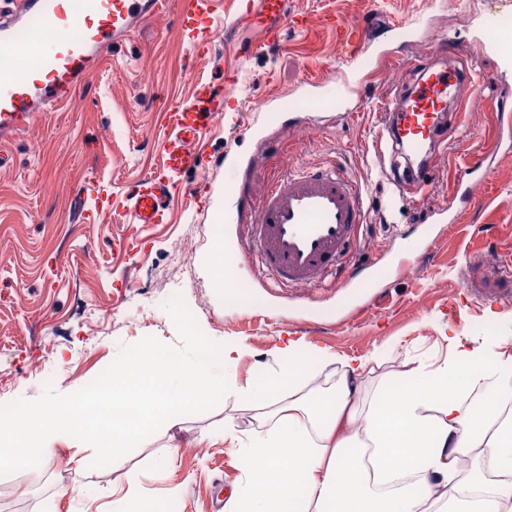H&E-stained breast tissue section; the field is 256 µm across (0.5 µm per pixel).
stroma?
<instances>
[{
  "label": "stroma",
  "mask_w": 512,
  "mask_h": 512,
  "mask_svg": "<svg viewBox=\"0 0 512 512\" xmlns=\"http://www.w3.org/2000/svg\"><path fill=\"white\" fill-rule=\"evenodd\" d=\"M313 18L281 45L238 59L229 40L259 44L257 29L237 30L239 0H214L211 59L195 56L178 28L175 0L112 48L84 86L58 111L38 117L4 148L0 169V411L55 398L69 383L89 380L148 340L191 358L200 337L245 341L248 350L231 374L237 385L256 384L275 366L284 336H303L336 359L315 366L314 386L335 382L345 357H365L371 371L362 395L373 398L400 371L404 358L441 362L450 331L480 343L512 339V298L490 303L473 295L469 280L480 265L512 257V140L495 151L473 201L454 189L469 154L493 149L500 103L512 106V71L495 82L497 36L489 17L512 19V0H293ZM336 15L364 24L366 47L347 61L348 45L323 27ZM409 39L405 60L387 50ZM463 44L479 75L460 131L447 150L429 147L437 178L424 209L399 195L395 184L408 164L391 140L377 141L378 98L393 74L409 76L406 60L434 57ZM234 70V94L248 113L217 116L205 138L202 164L181 179L183 192L169 223L115 222L124 199L158 163L169 101L190 98L197 83L220 87ZM327 82V97L302 103L291 127L262 107L270 91L291 101L306 78ZM254 157L253 197L267 190L284 166L335 164L366 192L367 225L348 263L368 262L352 285L329 276L315 288H286L251 256L224 258V285L210 274L212 243L224 221V160ZM428 258L399 269L424 239ZM187 311L189 325L174 318ZM274 406L255 407L236 395L188 409L179 426L142 437L112 457L82 440L60 448L33 487L19 471L0 470L25 512H83L86 497L111 501V485L128 473L171 512H214L220 489L242 477L224 428L246 435L271 423ZM171 460L174 473L159 471Z\"/></svg>",
  "instance_id": "obj_1"
}]
</instances>
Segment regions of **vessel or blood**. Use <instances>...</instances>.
Returning <instances> with one entry per match:
<instances>
[{
    "mask_svg": "<svg viewBox=\"0 0 512 512\" xmlns=\"http://www.w3.org/2000/svg\"><path fill=\"white\" fill-rule=\"evenodd\" d=\"M14 19L0 24V146L22 134L41 113L68 101L99 66L105 52L128 41L145 21L157 15L163 0H19ZM178 22L197 56L211 52L214 25L210 0H177ZM272 17L265 45L280 43L287 30L307 28L311 20L289 11L288 0H245L242 23L257 15ZM50 24L58 37L42 50V26ZM26 28V44L34 62L19 65L5 54L19 28ZM462 49L448 63L417 68L411 92L402 88L380 97L382 129L400 142L406 156H418L432 142H444L452 120L451 106L461 105L476 74L463 61ZM235 74L224 76L223 89L201 85L191 99L167 109L161 163L125 201L119 220L129 224H162L180 176L198 169V144L218 112L240 110L233 95ZM252 160L224 164V191L235 199L234 224L246 235L234 238V247L261 262L275 280L296 287L323 282L342 266L349 245L358 240L367 221L360 189L336 170L284 171L274 175L266 192L252 198L244 178ZM473 290L490 302L512 294V261L477 277Z\"/></svg>",
    "mask_w": 512,
    "mask_h": 512,
    "instance_id": "1",
    "label": "vessel or blood"
}]
</instances>
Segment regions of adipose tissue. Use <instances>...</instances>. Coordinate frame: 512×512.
<instances>
[{
    "label": "adipose tissue",
    "instance_id": "obj_1",
    "mask_svg": "<svg viewBox=\"0 0 512 512\" xmlns=\"http://www.w3.org/2000/svg\"><path fill=\"white\" fill-rule=\"evenodd\" d=\"M449 342L440 363H405L361 418L368 359L342 360L323 411L298 385L309 360L333 355L288 337L277 350L280 372L236 390L244 403L277 411L245 439L225 428L246 475L225 512H512V348L474 347L457 333ZM244 352L241 343L205 340L183 360L152 344L96 383L0 415V468L20 448L49 464L60 446L89 436L120 459L145 433L177 426L202 397L224 391ZM473 392L494 414L465 405Z\"/></svg>",
    "mask_w": 512,
    "mask_h": 512
}]
</instances>
